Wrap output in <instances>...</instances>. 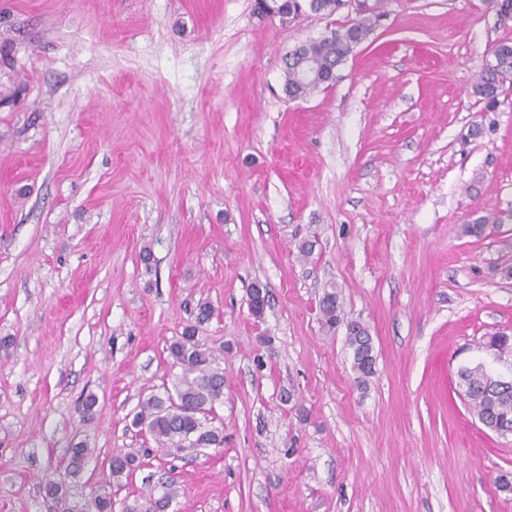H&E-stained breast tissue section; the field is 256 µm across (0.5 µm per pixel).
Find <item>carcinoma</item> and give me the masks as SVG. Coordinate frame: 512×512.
Segmentation results:
<instances>
[{
	"label": "carcinoma",
	"mask_w": 512,
	"mask_h": 512,
	"mask_svg": "<svg viewBox=\"0 0 512 512\" xmlns=\"http://www.w3.org/2000/svg\"><path fill=\"white\" fill-rule=\"evenodd\" d=\"M348 0H278V13L297 17L304 8L327 17L334 15ZM382 13L354 19L338 29H331L317 40L305 42L288 53L285 62L283 89L290 100L304 98L323 85L338 78V68L353 55L355 49L373 31ZM492 60L472 85L471 95L482 104V111L495 112L506 85H512V43L500 41L491 50ZM322 324L330 329L344 325L346 345L351 353L354 381L360 387L368 384L374 374L375 357L372 336L366 326L347 320L336 289L325 290L319 302ZM210 309L199 307L195 324L184 328L181 336L168 347L174 365L181 375L174 391L152 394L143 399L134 414L133 425L146 430L161 448H221L222 430L213 426L215 407L224 398V371L219 354L198 338V325L208 320ZM486 350L497 358H512V336L498 331L488 337ZM458 378L469 408L479 422L498 436L512 435V387L499 388L498 372L477 362L459 368ZM68 474L78 476L84 471L94 449L83 441L67 449ZM136 461L135 452L110 462L112 480L127 478ZM173 497L167 485L162 494L137 508L126 505L123 512H163ZM79 512H114L112 493L103 491L89 500L78 501Z\"/></svg>",
	"instance_id": "1"
}]
</instances>
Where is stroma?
I'll use <instances>...</instances> for the list:
<instances>
[{
    "label": "stroma",
    "instance_id": "stroma-1",
    "mask_svg": "<svg viewBox=\"0 0 512 512\" xmlns=\"http://www.w3.org/2000/svg\"><path fill=\"white\" fill-rule=\"evenodd\" d=\"M252 4L0 0V512H59L50 480L120 504L172 481L168 512H512V436L457 387L512 334V89L489 113L470 94L512 21L382 0L336 83L291 100L286 54L355 11ZM331 286L373 338L367 387L319 319ZM202 302L224 445L167 452L132 418ZM68 452V474L71 477H77L84 471L90 458L93 456V448H88L83 441L74 444L67 450Z\"/></svg>",
    "mask_w": 512,
    "mask_h": 512
}]
</instances>
